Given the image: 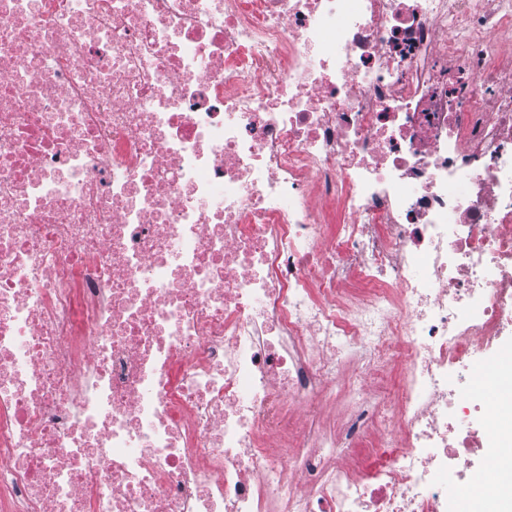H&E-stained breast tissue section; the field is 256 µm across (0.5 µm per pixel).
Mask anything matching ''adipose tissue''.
<instances>
[{
  "mask_svg": "<svg viewBox=\"0 0 512 512\" xmlns=\"http://www.w3.org/2000/svg\"><path fill=\"white\" fill-rule=\"evenodd\" d=\"M496 419L504 428V441L496 457L500 463L497 489L481 499L465 498L463 512H512V400L501 402Z\"/></svg>",
  "mask_w": 512,
  "mask_h": 512,
  "instance_id": "ef3b65f1",
  "label": "adipose tissue"
}]
</instances>
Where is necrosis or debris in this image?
<instances>
[{
	"mask_svg": "<svg viewBox=\"0 0 512 512\" xmlns=\"http://www.w3.org/2000/svg\"><path fill=\"white\" fill-rule=\"evenodd\" d=\"M507 30L0 0V512H460L512 335ZM477 467V461H473L470 467L466 469H460V473L454 475V477L448 482V497L451 499L462 500L466 495H472L470 482V476Z\"/></svg>",
	"mask_w": 512,
	"mask_h": 512,
	"instance_id": "necrosis-or-debris-1",
	"label": "necrosis or debris"
}]
</instances>
